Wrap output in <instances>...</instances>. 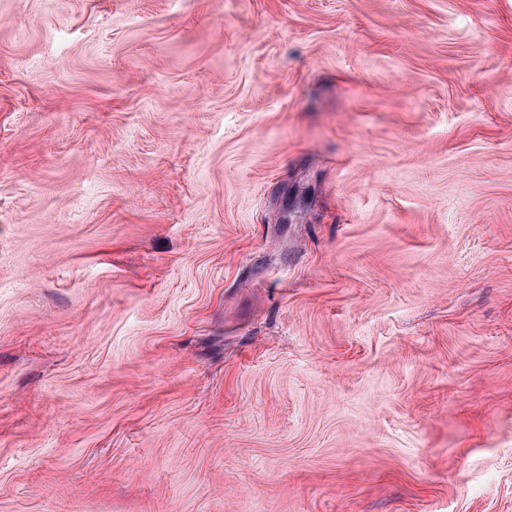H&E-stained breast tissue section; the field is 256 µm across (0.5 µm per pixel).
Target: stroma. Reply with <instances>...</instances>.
<instances>
[{
  "mask_svg": "<svg viewBox=\"0 0 512 512\" xmlns=\"http://www.w3.org/2000/svg\"><path fill=\"white\" fill-rule=\"evenodd\" d=\"M0 512H512V0H0Z\"/></svg>",
  "mask_w": 512,
  "mask_h": 512,
  "instance_id": "obj_1",
  "label": "stroma"
}]
</instances>
